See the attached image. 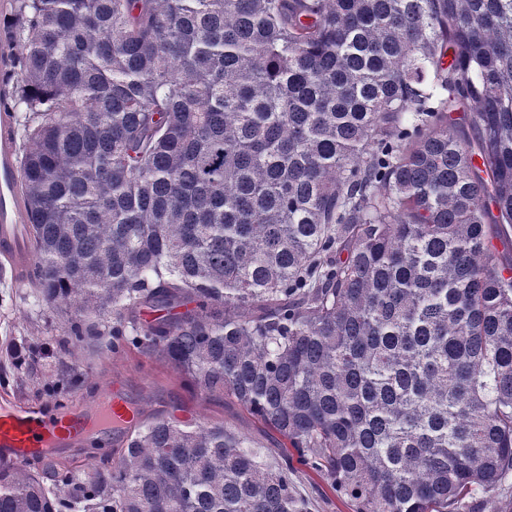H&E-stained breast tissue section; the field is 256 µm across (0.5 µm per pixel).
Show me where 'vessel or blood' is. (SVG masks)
<instances>
[{
	"mask_svg": "<svg viewBox=\"0 0 512 512\" xmlns=\"http://www.w3.org/2000/svg\"><path fill=\"white\" fill-rule=\"evenodd\" d=\"M30 222L21 192L16 114L0 106V263L9 266L18 282L33 264L26 234ZM133 415V407L109 390L95 406L56 417L33 407L1 403L0 462L29 459L63 443L87 438L93 430L107 434Z\"/></svg>",
	"mask_w": 512,
	"mask_h": 512,
	"instance_id": "1",
	"label": "vessel or blood"
}]
</instances>
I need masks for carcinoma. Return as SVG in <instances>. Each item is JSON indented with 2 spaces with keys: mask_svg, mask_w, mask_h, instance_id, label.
Instances as JSON below:
<instances>
[{
  "mask_svg": "<svg viewBox=\"0 0 512 512\" xmlns=\"http://www.w3.org/2000/svg\"><path fill=\"white\" fill-rule=\"evenodd\" d=\"M33 284L279 436L138 415L0 512H512V0H15ZM294 466L295 486L297 491L308 499V512H352L349 503L341 498L325 479L297 463L296 456Z\"/></svg>",
  "mask_w": 512,
  "mask_h": 512,
  "instance_id": "cac0c4a2",
  "label": "carcinoma"
}]
</instances>
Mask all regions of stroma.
<instances>
[{
	"label": "stroma",
	"mask_w": 512,
	"mask_h": 512,
	"mask_svg": "<svg viewBox=\"0 0 512 512\" xmlns=\"http://www.w3.org/2000/svg\"><path fill=\"white\" fill-rule=\"evenodd\" d=\"M63 328L52 306L30 282H15L10 273L0 271V401L46 409L61 403L81 410L95 402L103 387L117 382L125 400L143 416L166 413L181 419L221 421L276 451L277 435L264 430L252 415L222 396L191 395L167 363L135 347L115 354L107 347L93 346L83 351L75 365L65 364L60 345ZM18 342L35 362L33 380H21L14 369L12 350ZM293 479L310 503L308 512H351L349 503L306 466L296 465Z\"/></svg>",
	"instance_id": "obj_1"
}]
</instances>
